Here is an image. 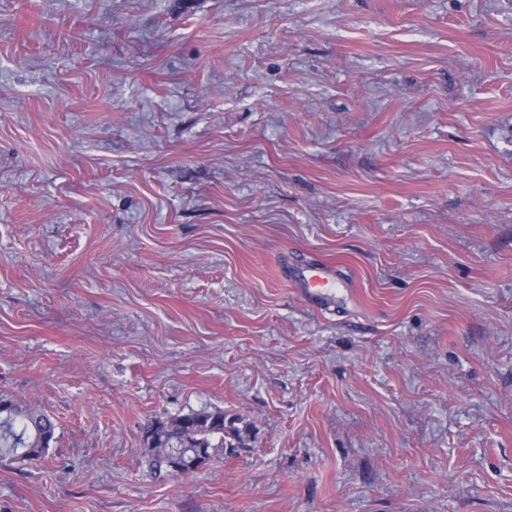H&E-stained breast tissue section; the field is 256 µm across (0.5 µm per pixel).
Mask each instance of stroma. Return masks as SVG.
Returning a JSON list of instances; mask_svg holds the SVG:
<instances>
[{"mask_svg": "<svg viewBox=\"0 0 512 512\" xmlns=\"http://www.w3.org/2000/svg\"><path fill=\"white\" fill-rule=\"evenodd\" d=\"M0 393V512H512V0H0ZM288 273L296 288L317 301H328L338 290L351 288L334 266L324 262L288 269ZM4 400L8 402V410L0 409V455L16 456L28 462L39 460L55 441L54 420L45 411L0 394V402ZM226 428L221 410L191 411L166 420L160 418L148 422L143 428L146 435L143 446L148 448L151 469L159 475L164 471L171 476L193 473L198 467H185L180 474H173L169 469L170 457L180 452L191 458L197 449L204 448L210 458L214 448H227L226 437L233 436V440H240L238 431L229 433ZM150 437H153L151 444L148 443ZM216 439L218 443L214 444Z\"/></svg>", "mask_w": 512, "mask_h": 512, "instance_id": "1", "label": "stroma"}]
</instances>
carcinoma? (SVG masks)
Returning a JSON list of instances; mask_svg holds the SVG:
<instances>
[{
    "label": "carcinoma",
    "instance_id": "cac0c4a2",
    "mask_svg": "<svg viewBox=\"0 0 512 512\" xmlns=\"http://www.w3.org/2000/svg\"><path fill=\"white\" fill-rule=\"evenodd\" d=\"M8 402V408L0 409V455L16 456L33 462L42 458L55 438L56 424L46 412L25 405L7 394H0V402ZM143 431L148 448L151 469L158 474L170 472V457L180 452L192 457L202 448L212 456L214 448L226 446V437L240 439V434H230L224 425L221 410H200L169 419L148 422Z\"/></svg>",
    "mask_w": 512,
    "mask_h": 512
}]
</instances>
